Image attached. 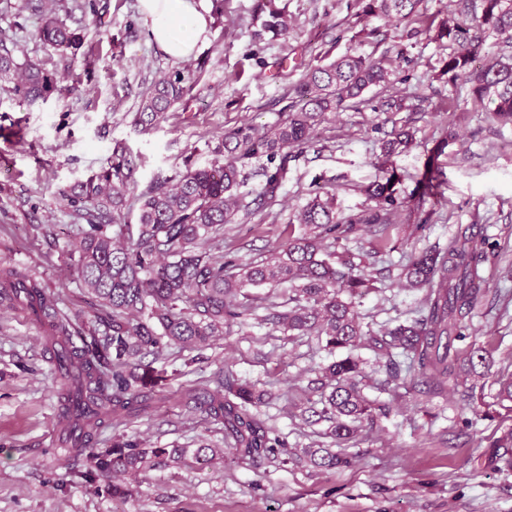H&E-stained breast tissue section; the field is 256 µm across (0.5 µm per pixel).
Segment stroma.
I'll use <instances>...</instances> for the list:
<instances>
[{"instance_id":"stroma-1","label":"stroma","mask_w":512,"mask_h":512,"mask_svg":"<svg viewBox=\"0 0 512 512\" xmlns=\"http://www.w3.org/2000/svg\"><path fill=\"white\" fill-rule=\"evenodd\" d=\"M37 2L0 0V30L11 34L17 61L67 74L69 87L30 103L15 96L13 77L0 76V274L35 280L57 300L72 334L95 327L97 312L67 256L78 225L61 190L99 173L117 148L139 193L208 166L224 132L283 118L307 67L354 47L388 54L397 66L394 92L430 101L427 111L411 114L414 142L393 160L404 204L388 249L377 250L367 226L340 244L361 256L372 285L356 305L363 327L377 331L415 317L425 292L399 284L402 265L470 226L490 243L488 293L456 345L484 346L491 362L484 388L466 405L453 383L414 372L390 381L384 362L361 351L363 392L393 411L342 445L352 467L320 469L305 451L333 441L326 424L305 423L297 406L334 356L316 337L263 322L268 290L248 289L252 314L244 325L201 349L172 345L142 357L165 372L151 408L112 419L97 439L103 448L128 438L152 448H223L220 424L188 407L184 392L214 389L215 376L229 370L272 393L259 416L286 441L287 459L253 463L225 451L204 469L159 464L125 477L129 493L116 498L101 480L64 481L82 460L59 439L60 384L48 335L20 304L0 297V512H512V470L489 462L492 442L512 428V412L496 403L497 379L512 374V125L493 122L467 88L437 79L446 49L363 17L358 0H275L289 24L279 36L262 27V0H224L223 17L209 21V41L181 61L151 42L138 0H55L59 21L82 37L70 58L40 41ZM187 66L196 76L190 94L141 130L134 118L142 98L161 76ZM376 104L374 93L364 94L320 124L309 146L292 150L273 203L261 202L266 159L243 166L237 195L255 213L225 225V259H264L287 240L293 210L315 193L332 196L342 217L368 206L366 190L382 176L379 141L391 129ZM432 155L442 169L436 200L413 193Z\"/></svg>"}]
</instances>
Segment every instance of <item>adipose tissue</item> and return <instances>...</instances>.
I'll list each match as a JSON object with an SVG mask.
<instances>
[{
  "label": "adipose tissue",
  "mask_w": 512,
  "mask_h": 512,
  "mask_svg": "<svg viewBox=\"0 0 512 512\" xmlns=\"http://www.w3.org/2000/svg\"><path fill=\"white\" fill-rule=\"evenodd\" d=\"M149 36L167 55H194L209 37L205 0H139Z\"/></svg>",
  "instance_id": "adipose-tissue-1"
}]
</instances>
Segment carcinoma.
Instances as JSON below:
<instances>
[{
	"label": "carcinoma",
	"mask_w": 512,
	"mask_h": 512,
	"mask_svg": "<svg viewBox=\"0 0 512 512\" xmlns=\"http://www.w3.org/2000/svg\"><path fill=\"white\" fill-rule=\"evenodd\" d=\"M365 16L383 18L395 25L417 21L420 0H360ZM275 0H266L268 20L264 28L276 34L287 31ZM425 32L429 39L452 47L440 60L437 78L470 85L473 103L502 123H512V0H464L462 17L441 19L423 30L410 28L406 37ZM38 34L42 43L61 53L77 50L81 37L68 29L48 9L41 13ZM497 36L492 61L475 67L490 35ZM9 35L0 31V74L17 75L15 91L25 100H44L62 90L60 77L40 64L16 62L7 46ZM388 59H375L350 50L335 60L309 66L300 80L296 100L288 104L285 118L259 129L249 123L224 133L213 152L218 160L187 171L175 181L164 180L139 195L136 227L125 221L124 210L131 191L128 159L113 154L101 174L60 193L75 216L85 221L71 243L79 280L97 305L107 309L99 322L106 333L88 330L81 345L61 326V335L50 339L53 357L66 381L61 394V416L80 430L72 442L76 456L87 463V474L112 484V494L125 493L114 480L143 470L154 459L173 464L186 461V448H143L135 440H118L110 448L96 447L100 428L112 417H132L147 412L153 390L163 371L144 367L137 373L131 359L147 351L158 354L167 343L197 347L219 331L249 314L237 302L246 288L288 285V300L271 302L264 320L299 336H315L330 351L345 355L321 368L309 380L310 397L299 406L307 422L327 423L326 434L346 442L363 422L371 425L387 417L392 407L370 400L362 393L360 348L385 359L392 380L401 365L422 375L455 384L477 387L488 368L489 352L472 345L454 347L463 337L460 324L481 304L484 296L483 263L487 241L466 227L445 249L433 248L414 256L399 278L412 288L426 289L420 316L380 332L364 330L354 310L356 300L370 289L369 280L349 252L334 247L365 224L378 228L385 243L400 207L399 183L393 158L413 142L409 122H392L380 140L378 159L381 180L368 190L373 206L359 214L340 218L331 198L315 195L289 218L301 231L257 263L234 265L224 260L215 241L219 230L238 213L253 214L236 194L240 167L253 158H266L262 196L272 203L285 172L288 154L312 139L315 127L331 115L346 110L367 91L378 96L377 111L386 114L422 112L425 100L415 103L390 91ZM194 73L178 70L162 76L142 99L135 124L148 130L190 92ZM437 158L426 163L419 183L421 195H433L441 186ZM115 226L118 233L107 234ZM236 271H230V268ZM0 294L13 296L37 314L54 317V302L39 286L15 272L0 280ZM217 391L188 389L186 404L224 427L242 460L257 462L274 457L287 444L254 413L272 396L255 385L241 382L229 372L216 379ZM491 462L512 468V430L492 444ZM310 463L323 469L347 467L350 459L318 448L308 452Z\"/></svg>",
	"instance_id": "obj_1"
}]
</instances>
